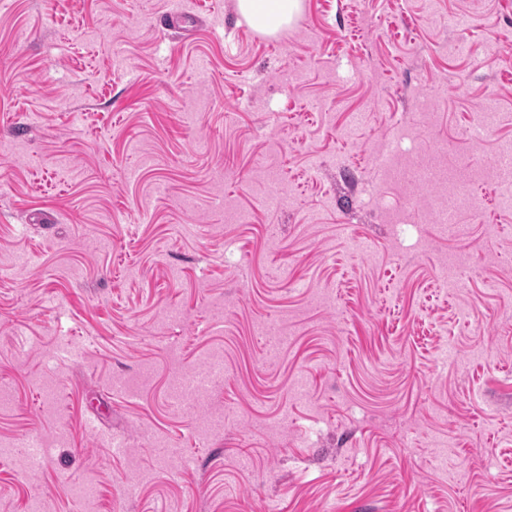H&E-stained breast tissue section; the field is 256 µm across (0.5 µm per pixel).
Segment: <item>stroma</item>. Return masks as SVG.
<instances>
[{
	"label": "stroma",
	"mask_w": 512,
	"mask_h": 512,
	"mask_svg": "<svg viewBox=\"0 0 512 512\" xmlns=\"http://www.w3.org/2000/svg\"><path fill=\"white\" fill-rule=\"evenodd\" d=\"M490 96L512 0H303L274 36L236 0H0V512H512ZM500 119L498 102L494 97H488L474 114L473 134L483 132L494 126ZM458 208L469 209L475 216L479 214V207L476 202L465 196L448 194V207L443 206L438 210V223L447 224L448 220L451 219L453 212Z\"/></svg>",
	"instance_id": "obj_1"
}]
</instances>
